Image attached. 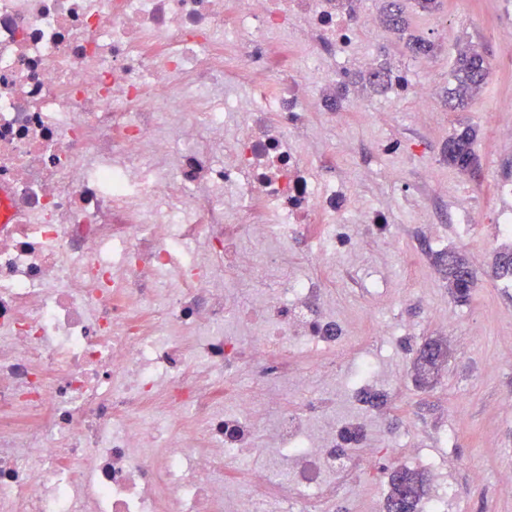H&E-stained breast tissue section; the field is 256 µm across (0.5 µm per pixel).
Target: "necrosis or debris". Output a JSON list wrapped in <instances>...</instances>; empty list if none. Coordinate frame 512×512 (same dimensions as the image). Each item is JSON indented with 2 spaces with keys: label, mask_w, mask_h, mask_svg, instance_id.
<instances>
[{
  "label": "necrosis or debris",
  "mask_w": 512,
  "mask_h": 512,
  "mask_svg": "<svg viewBox=\"0 0 512 512\" xmlns=\"http://www.w3.org/2000/svg\"><path fill=\"white\" fill-rule=\"evenodd\" d=\"M299 19L303 74L271 42ZM377 28L336 0H0V512H328L352 482L365 415L307 386L377 384L327 304L338 254L401 239L296 145Z\"/></svg>",
  "instance_id": "necrosis-or-debris-1"
}]
</instances>
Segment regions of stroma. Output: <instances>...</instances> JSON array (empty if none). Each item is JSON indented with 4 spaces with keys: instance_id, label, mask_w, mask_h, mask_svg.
Here are the masks:
<instances>
[{
    "instance_id": "1",
    "label": "stroma",
    "mask_w": 512,
    "mask_h": 512,
    "mask_svg": "<svg viewBox=\"0 0 512 512\" xmlns=\"http://www.w3.org/2000/svg\"><path fill=\"white\" fill-rule=\"evenodd\" d=\"M441 2L439 11L410 13V33L434 45L428 58H411L388 29L364 36L376 62L407 68L412 80L433 85L429 111L418 114L398 91L378 95L351 83L336 107L335 124L315 120L302 144L312 155L335 148V169L352 179L356 193L391 205L398 225L435 227L442 247L464 254L484 273L470 302L461 305L436 266L375 240L337 264L329 313L343 328L351 358L376 361L381 379L403 385L404 391L375 409L368 441L378 456L333 502L334 512H370L373 494L397 466L389 453L392 445L429 447L430 432L439 423L447 424L454 440L436 451L438 478L464 485L467 493L464 508L453 505L448 512H512V486L504 483L512 474V402L506 398L512 387V288L486 275L503 246L487 228L497 209L512 207V198L498 190L512 181V137L501 134L512 127V43L498 36L512 31V0ZM463 37L484 53L490 71L481 91L461 110L447 92L455 47ZM357 102L366 104V111H355ZM463 124L477 132L475 176L449 167L441 156L448 137ZM390 142L401 144L402 153L383 151ZM351 143L368 150L371 161L361 162L349 152ZM428 171L434 176L433 197L423 208L417 197L405 195L403 185ZM461 196L472 202L471 231L463 241L451 231V207ZM446 311L453 320L444 327L437 316ZM377 317L397 330V338L371 340ZM429 338L450 355L438 377L419 386L413 380L415 351Z\"/></svg>"
}]
</instances>
